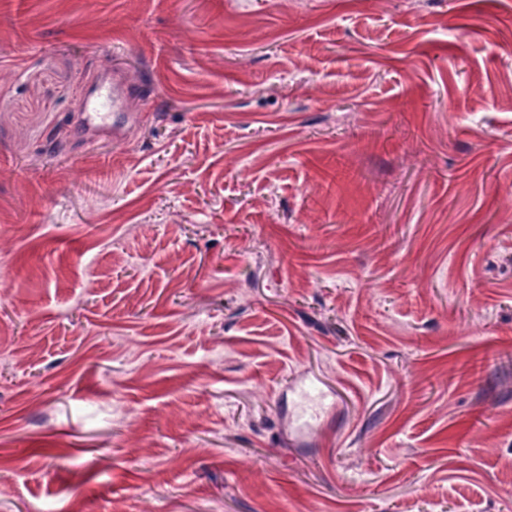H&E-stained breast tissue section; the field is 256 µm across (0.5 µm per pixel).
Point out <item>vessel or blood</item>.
<instances>
[{"instance_id": "obj_1", "label": "vessel or blood", "mask_w": 512, "mask_h": 512, "mask_svg": "<svg viewBox=\"0 0 512 512\" xmlns=\"http://www.w3.org/2000/svg\"><path fill=\"white\" fill-rule=\"evenodd\" d=\"M125 91L114 81L100 74H93L83 90V109L78 115L74 131L82 135L87 143H94L101 134L121 132V125L111 122L109 113L103 112L104 100H111L113 109H120Z\"/></svg>"}]
</instances>
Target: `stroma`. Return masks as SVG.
<instances>
[{
  "mask_svg": "<svg viewBox=\"0 0 512 512\" xmlns=\"http://www.w3.org/2000/svg\"><path fill=\"white\" fill-rule=\"evenodd\" d=\"M1 71L0 512H512V0H0ZM110 82L102 73L95 72L85 83L83 90V109L78 115L74 126V133L82 135L88 145H92L100 134L119 133L125 125H119L114 120L117 111L121 107V101L125 91L122 86L114 81L112 73ZM112 100V123L109 122L111 112H102L103 100Z\"/></svg>",
  "mask_w": 512,
  "mask_h": 512,
  "instance_id": "1",
  "label": "stroma"
}]
</instances>
